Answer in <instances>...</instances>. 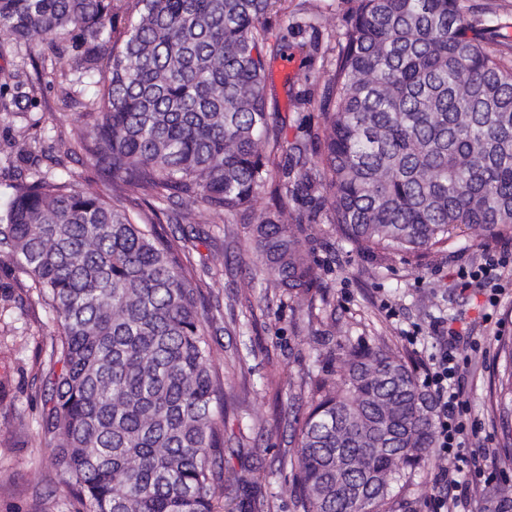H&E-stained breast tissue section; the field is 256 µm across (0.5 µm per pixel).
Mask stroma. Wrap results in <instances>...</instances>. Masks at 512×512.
Instances as JSON below:
<instances>
[{
	"label": "stroma",
	"instance_id": "35a3bbf8",
	"mask_svg": "<svg viewBox=\"0 0 512 512\" xmlns=\"http://www.w3.org/2000/svg\"><path fill=\"white\" fill-rule=\"evenodd\" d=\"M462 6L469 18L497 28L500 50L512 52V0H462ZM351 8V0H279L270 15L266 93L282 146L299 136L300 124L315 121L311 106L297 104L296 97L321 89L328 79ZM283 34L291 44L285 59L274 45ZM45 50L38 36L20 48L0 45V77L14 73L23 84L21 97L0 105V189L34 172L61 168L111 194V182L89 159L65 153L76 132L87 126L85 105L97 87L90 78L73 87L37 79ZM22 135L34 147L26 160L13 151L14 140ZM271 207L263 191L249 218H217L195 230L184 224L166 227L184 238L198 278L216 277L222 283L211 300L220 310L213 357L225 379L213 512H297L290 483L291 424L308 409L298 383L313 369L323 338L384 344L416 363L435 354L438 326L461 334L456 349L465 360L462 394L478 429L469 450L498 469L496 483L472 486L468 510L497 512L499 483H512V422L503 423L495 409L504 366L500 344L512 341V270L494 307L482 291L463 286L460 272L477 264L485 248L512 243V230L488 238L471 228L459 240L416 258L348 251L334 225L320 220L309 247L321 286L304 307L257 279L260 260L246 247L247 219H258ZM0 285L11 297L10 303L0 302V512H73L51 450L37 434L55 329L36 290L1 255ZM412 335L417 338L413 344L408 341ZM256 448L263 449V456H253ZM442 467L437 460L417 475L393 512H427Z\"/></svg>",
	"mask_w": 512,
	"mask_h": 512
}]
</instances>
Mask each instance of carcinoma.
<instances>
[{
    "mask_svg": "<svg viewBox=\"0 0 512 512\" xmlns=\"http://www.w3.org/2000/svg\"><path fill=\"white\" fill-rule=\"evenodd\" d=\"M0 0V36L71 54L98 76L80 149L112 199L34 172L0 193V254L52 315L39 429L75 512H211L220 447L205 298L161 222L274 211L248 226L266 287L302 305L319 287L303 238L323 215L357 252L421 256L463 227L512 228V64L460 0H358L319 111L286 156L265 99V21L276 0ZM107 57L98 69L97 55ZM144 206L123 203L128 190ZM311 203L283 224L288 199ZM188 201L167 210L163 202ZM501 419H512V342L501 344ZM301 378L291 485L300 512H388L430 462L437 407L415 367L383 346L329 347Z\"/></svg>",
    "mask_w": 512,
    "mask_h": 512,
    "instance_id": "1",
    "label": "carcinoma"
}]
</instances>
